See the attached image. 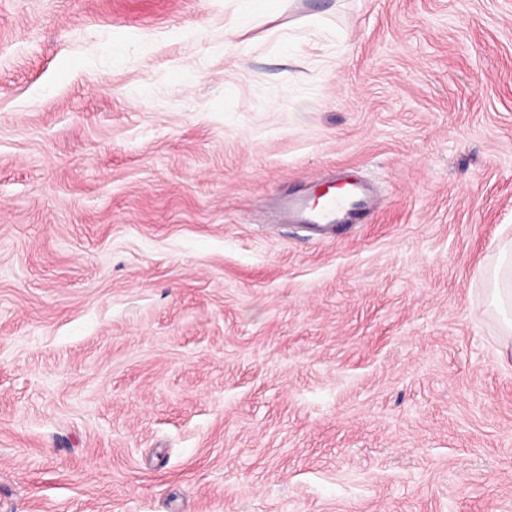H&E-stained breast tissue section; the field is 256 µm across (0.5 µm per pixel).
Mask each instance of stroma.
Masks as SVG:
<instances>
[{
    "label": "stroma",
    "instance_id": "stroma-1",
    "mask_svg": "<svg viewBox=\"0 0 512 512\" xmlns=\"http://www.w3.org/2000/svg\"><path fill=\"white\" fill-rule=\"evenodd\" d=\"M241 10L0 0V512H512V0ZM336 181L340 192H333ZM332 189V190H331ZM374 206L367 185L348 177L324 176L311 183L306 191L282 198V208L289 224L312 226L329 233L346 224H358ZM500 263L484 274L488 288L487 295L492 305L503 314L504 350L503 358L510 357L509 344L512 341V238H506L499 244Z\"/></svg>",
    "mask_w": 512,
    "mask_h": 512
}]
</instances>
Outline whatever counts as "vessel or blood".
<instances>
[{"label":"vessel or blood","mask_w":512,"mask_h":512,"mask_svg":"<svg viewBox=\"0 0 512 512\" xmlns=\"http://www.w3.org/2000/svg\"><path fill=\"white\" fill-rule=\"evenodd\" d=\"M333 181V176L327 175L311 183L304 192L284 196L282 208L287 222L326 233L342 225L360 223L374 206L367 185L345 177L339 180L341 188L336 191Z\"/></svg>","instance_id":"1"}]
</instances>
